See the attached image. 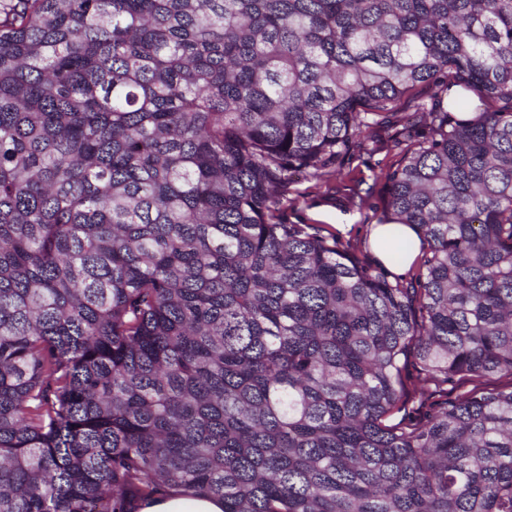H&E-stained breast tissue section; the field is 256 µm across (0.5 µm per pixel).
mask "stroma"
Segmentation results:
<instances>
[{
  "label": "stroma",
  "mask_w": 512,
  "mask_h": 512,
  "mask_svg": "<svg viewBox=\"0 0 512 512\" xmlns=\"http://www.w3.org/2000/svg\"><path fill=\"white\" fill-rule=\"evenodd\" d=\"M396 136V127L376 128L371 138L353 145L337 159L328 181L295 179L285 193L283 221L308 225L310 232L324 236L336 235L358 259L378 265L368 234L385 207L382 176L395 170L403 159Z\"/></svg>",
  "instance_id": "obj_1"
}]
</instances>
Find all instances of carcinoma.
Returning a JSON list of instances; mask_svg holds the SVG:
<instances>
[{"instance_id": "obj_1", "label": "carcinoma", "mask_w": 512, "mask_h": 512, "mask_svg": "<svg viewBox=\"0 0 512 512\" xmlns=\"http://www.w3.org/2000/svg\"><path fill=\"white\" fill-rule=\"evenodd\" d=\"M430 84L413 288L280 209ZM504 376L512 0H0V512H512ZM437 89V87L432 85L418 86L409 95L404 96L386 112H412L414 105L418 102H424L430 105L434 100V95L437 92ZM141 512H224V500L219 497L177 494L145 503Z\"/></svg>"}]
</instances>
